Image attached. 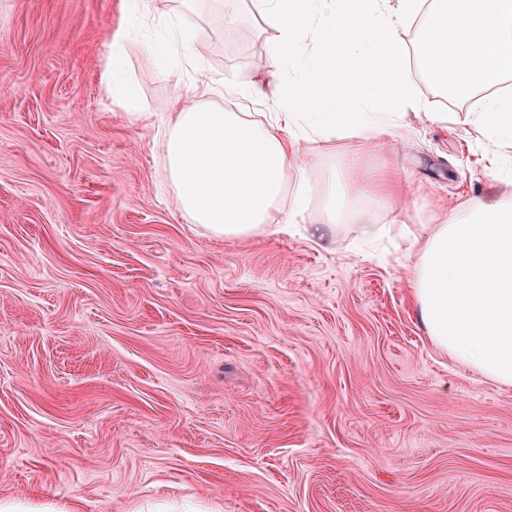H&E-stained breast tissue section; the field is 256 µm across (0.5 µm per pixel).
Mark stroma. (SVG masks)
Returning a JSON list of instances; mask_svg holds the SVG:
<instances>
[{"label":"stroma","instance_id":"35a3bbf8","mask_svg":"<svg viewBox=\"0 0 512 512\" xmlns=\"http://www.w3.org/2000/svg\"><path fill=\"white\" fill-rule=\"evenodd\" d=\"M213 0L183 10L206 74L272 101L256 67L274 33ZM119 0H0V502L33 512H512V392L436 349L396 253L365 259L350 225L224 242L178 215L149 128L100 88ZM125 68L157 115L175 82ZM369 191L410 185L412 231L434 205L491 188L464 126L408 114L385 148L313 143Z\"/></svg>","mask_w":512,"mask_h":512}]
</instances>
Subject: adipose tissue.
I'll return each instance as SVG.
<instances>
[{"label": "adipose tissue", "mask_w": 512, "mask_h": 512, "mask_svg": "<svg viewBox=\"0 0 512 512\" xmlns=\"http://www.w3.org/2000/svg\"><path fill=\"white\" fill-rule=\"evenodd\" d=\"M168 2L125 0L100 85L106 98L128 107L130 123L157 126L175 210L224 241L277 234L297 223L313 191L308 143L363 133L381 147L403 130L411 110L434 123L461 119L430 111L411 77L405 33L427 15L417 66L426 75H448L459 99L485 93L483 109L461 120L489 160L495 189L411 237L416 314L438 350L512 391V95L496 92L512 73V0H248L275 33L269 71L288 78L269 112L220 106V99L249 92L230 73L198 78L192 34ZM143 30L157 34L146 70L161 80L176 71L185 76L159 124L134 104L133 81L123 70L124 45ZM439 40L447 43L442 56L431 51ZM337 169L323 188L325 232L346 223L365 243L409 237L406 228L378 222L349 198L342 184L354 180L355 159H340ZM503 185L508 193H500Z\"/></svg>", "instance_id": "ef3b65f1"}]
</instances>
